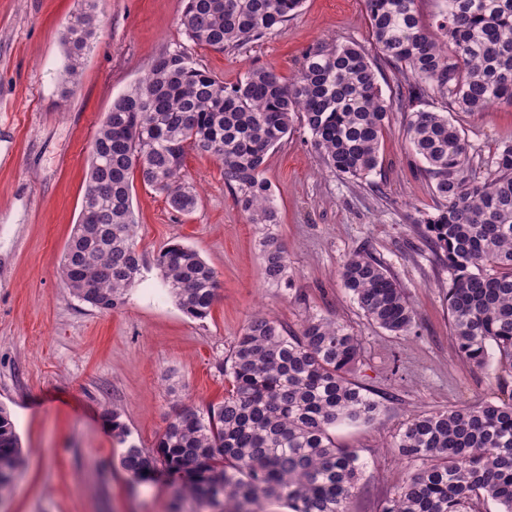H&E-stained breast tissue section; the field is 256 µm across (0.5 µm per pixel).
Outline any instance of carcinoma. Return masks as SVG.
Returning a JSON list of instances; mask_svg holds the SVG:
<instances>
[{"label":"carcinoma","instance_id":"carcinoma-1","mask_svg":"<svg viewBox=\"0 0 512 512\" xmlns=\"http://www.w3.org/2000/svg\"><path fill=\"white\" fill-rule=\"evenodd\" d=\"M84 2L66 27L64 98L101 23L96 0ZM439 2L427 23L420 0H364L375 54L350 41L309 49L288 80L257 67L226 82L185 43L165 46L113 100L91 142L79 221L62 255L72 294L100 311L124 304L143 266L134 177L189 214L199 203L183 174L191 152L219 161L237 207L261 231L265 282L288 285V252L271 231L280 216L265 177L269 151L298 125L327 170L363 180L379 165L392 113L404 112L408 146L437 199L417 223L450 274L457 355L472 367L512 371V142L482 162L451 118L512 103V0ZM302 3L185 0L179 27L195 45L231 50L273 33ZM433 98L443 111L424 108ZM155 264L184 314H210L219 281L197 250L172 242ZM341 278L371 324L411 332L416 311L381 259L356 251ZM361 357L358 336L333 318L308 315L294 330L257 313L218 365L224 400L176 411L153 448H126L122 467L140 482L167 477L173 512L187 498L193 512H264L270 500L290 512H350L366 463L336 444L333 429L381 411L352 375ZM391 447L407 476L382 512H485L490 502L512 512V395L415 414ZM20 463L15 425L1 406L0 490Z\"/></svg>","mask_w":512,"mask_h":512}]
</instances>
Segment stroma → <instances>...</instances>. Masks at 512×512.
I'll return each mask as SVG.
<instances>
[{
  "label": "stroma",
  "instance_id": "obj_1",
  "mask_svg": "<svg viewBox=\"0 0 512 512\" xmlns=\"http://www.w3.org/2000/svg\"><path fill=\"white\" fill-rule=\"evenodd\" d=\"M78 7V0H0V406L22 450L0 512H170L164 481L139 482L123 469L126 443L106 418L117 414L127 443L150 448L174 412L222 400L218 365L258 311L293 329L310 314L333 317L361 338L355 378L377 391L381 412L335 435L367 464L352 512H381L406 476L389 444L412 414L512 395V372L478 370L455 354L442 291L448 271L414 225L435 199L423 162L406 147L404 115L393 114L380 164L364 181L324 170L300 128L270 152L265 176L290 260L285 287L263 281L261 234L237 208L217 161L187 155L185 172L200 194L189 215L136 184L146 265L124 304L102 313L74 297L60 271L82 207L90 143L113 100L163 47L184 41L183 0H99L101 27L64 99V27ZM335 41L370 46L363 0H304L262 41L196 54L227 82L269 65L286 77L305 50ZM455 119L480 158L512 140L510 103ZM173 240L196 249L218 275L220 299L205 319L177 308L153 263ZM362 248L404 285L417 313L411 333L370 324L344 287L342 263Z\"/></svg>",
  "mask_w": 512,
  "mask_h": 512
}]
</instances>
